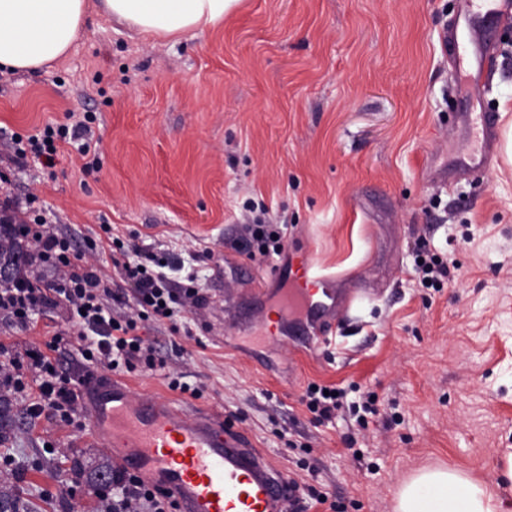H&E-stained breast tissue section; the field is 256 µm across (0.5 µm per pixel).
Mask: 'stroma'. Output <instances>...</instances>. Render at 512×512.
<instances>
[{"mask_svg": "<svg viewBox=\"0 0 512 512\" xmlns=\"http://www.w3.org/2000/svg\"><path fill=\"white\" fill-rule=\"evenodd\" d=\"M456 0H242L223 22L177 39L132 36L89 12L68 54L48 69L0 71V195L30 203L84 258L111 272L89 240L103 225L124 244L166 245L191 260L208 302L144 330L157 367L121 377L139 395L210 406L279 470L312 480L346 512H393L415 469L457 467L492 480L512 448V166L443 186L426 175L478 130L462 127L469 46L444 34ZM482 107L512 109V24L487 41ZM90 115L98 170L76 145L55 165L14 161L13 136ZM287 225L286 257L309 252L329 273L371 289L341 317L332 342L256 337L239 324L266 314L274 258L241 255L245 202ZM453 261L457 278L422 287L418 248ZM71 370L80 339L64 310L34 329L0 320V342L47 349ZM197 388L171 389L170 373ZM373 392L378 414L354 446L348 415L320 424L309 383ZM0 493L26 512H110L92 492L112 459L89 429L30 423L0 393Z\"/></svg>", "mask_w": 512, "mask_h": 512, "instance_id": "1", "label": "stroma"}]
</instances>
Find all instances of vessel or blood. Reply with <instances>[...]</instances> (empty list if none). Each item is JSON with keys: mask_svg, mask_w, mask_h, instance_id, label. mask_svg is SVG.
Returning <instances> with one entry per match:
<instances>
[{"mask_svg": "<svg viewBox=\"0 0 512 512\" xmlns=\"http://www.w3.org/2000/svg\"><path fill=\"white\" fill-rule=\"evenodd\" d=\"M510 22L512 0H457L455 23L467 30L474 47L465 62L472 71V96L481 93L488 26ZM477 120L480 141L456 158L451 174L483 171L496 159L498 115L482 112ZM276 275L296 286L295 294L281 296V306L301 307L306 316L304 326L286 328L289 336L327 340L356 299L321 274L304 251ZM76 390L90 409L97 445L111 454L113 467L163 490L178 512H286L292 494L287 476L244 431L226 424L222 412L157 396L140 398L126 382H104L95 375L85 376Z\"/></svg>", "mask_w": 512, "mask_h": 512, "instance_id": "b4317fda", "label": "vessel or blood"}]
</instances>
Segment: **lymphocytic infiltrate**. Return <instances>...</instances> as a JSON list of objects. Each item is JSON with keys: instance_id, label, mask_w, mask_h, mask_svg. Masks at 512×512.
Segmentation results:
<instances>
[{"instance_id": "obj_1", "label": "lymphocytic infiltrate", "mask_w": 512, "mask_h": 512, "mask_svg": "<svg viewBox=\"0 0 512 512\" xmlns=\"http://www.w3.org/2000/svg\"><path fill=\"white\" fill-rule=\"evenodd\" d=\"M87 120L72 127L45 129L42 135L28 136L25 145L17 146L16 156L31 153L44 167L54 165L56 139L68 132H84L81 154H89L97 145L89 139ZM0 217L16 226L17 237L31 242L27 252L26 271L17 281L0 288V314L9 316L21 326H29L36 310L60 307L67 311L73 327L84 345L80 354L84 368L112 373L119 368H133L142 362L153 366L155 347L139 336L146 321L172 319L177 309L198 312L205 303L194 275L175 281L164 273L149 270L139 250L116 244L111 250L113 268L132 282L131 298L121 299L111 279L94 264L73 252L68 239L40 217H28L26 210L11 200L0 201ZM243 250L248 259L256 256H279L285 250V233L278 225L267 223L263 214L247 217L239 227ZM123 300V312H114L111 303ZM76 371L57 370L53 358L38 348L13 352L0 347V386L26 391L27 380L37 384L38 395L27 407L31 420L48 419L59 426L83 422L84 414L74 385ZM96 496L111 499L112 512H172L168 495L143 485L136 477L113 472L111 486L95 487Z\"/></svg>"}]
</instances>
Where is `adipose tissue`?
<instances>
[{"label": "adipose tissue", "mask_w": 512, "mask_h": 512, "mask_svg": "<svg viewBox=\"0 0 512 512\" xmlns=\"http://www.w3.org/2000/svg\"><path fill=\"white\" fill-rule=\"evenodd\" d=\"M239 0H99L105 15L139 34L181 36L223 21ZM88 0H0V70L28 72L62 59L84 26ZM396 512H512V448L492 481L458 469H424L397 491Z\"/></svg>", "instance_id": "obj_1"}]
</instances>
